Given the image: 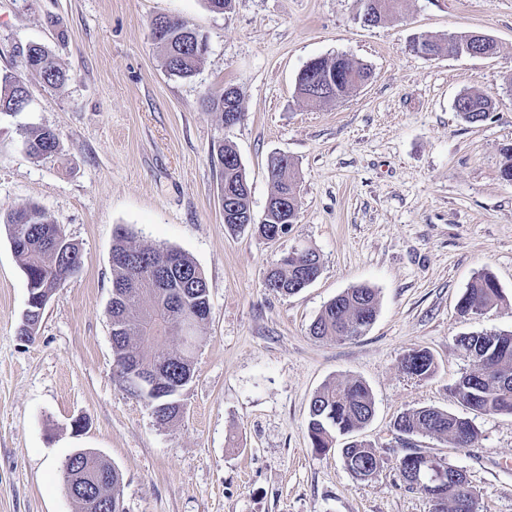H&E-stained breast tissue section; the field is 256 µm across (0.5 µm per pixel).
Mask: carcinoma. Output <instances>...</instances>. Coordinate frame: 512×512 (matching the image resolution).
<instances>
[{"instance_id":"carcinoma-1","label":"carcinoma","mask_w":512,"mask_h":512,"mask_svg":"<svg viewBox=\"0 0 512 512\" xmlns=\"http://www.w3.org/2000/svg\"><path fill=\"white\" fill-rule=\"evenodd\" d=\"M163 25L162 38L157 45L164 52L165 66L174 76L187 78L194 75L203 58L197 49L187 45L192 29L165 16L157 17ZM467 43V36L450 34L443 41L421 38L414 41L416 53L436 56L442 52L457 53L459 46ZM25 69L38 74L51 87H60L70 79L68 69L60 65L40 43L26 48ZM319 74L333 76L331 101H339L354 89L365 85L371 78V69L345 56L332 59L316 58L312 66L297 77V93L301 97L320 100L322 96L312 91L314 78ZM25 83L17 76H0V114H16L28 108L24 98ZM462 118L477 125L487 118L491 102L479 93L464 94ZM25 145L29 154L51 156L58 150V136L49 128H33L26 133ZM217 161L224 187V210L227 227L244 229L252 227L263 238L279 226L288 233L295 223L299 207L296 185V164L287 156L273 155L268 169L273 182L272 196L288 197V226L282 227V216L277 213L265 217V222H255L251 209V192L238 154L230 143L217 148ZM0 224L7 227L14 253L20 260L27 283L34 288L57 291L82 264L81 251L67 239L62 229L51 222L37 205L12 211L0 216ZM23 226L28 241L16 243L15 232ZM129 229L117 227L112 242V298L107 314L116 330L111 332L112 351L117 367L126 363L149 366L163 362L165 370L160 375L162 386L145 387L138 394L157 420L164 424L176 422L180 414L172 407L179 400L182 390L193 377L195 349L200 341L210 311L208 288L196 262L185 252L137 246L132 243ZM139 260L145 266L163 274L168 279L172 295L160 297L151 279L131 261ZM321 263L317 252L311 248H294L271 264L267 270L265 287L282 294L293 295L311 285L320 275ZM501 298V290L487 272L477 274L468 284L458 302V312L473 319L493 307ZM199 313L191 335L183 330L181 314ZM378 311L375 289L366 284L348 288L332 299L312 322L310 335L316 339L341 340L362 335L374 322ZM172 336L179 340L180 348L174 352H158L153 344L160 337ZM458 344L467 353L473 370L463 374L452 386L457 401L478 413L512 415V332L467 333L458 338ZM406 372L425 378L434 368L431 353L424 348L409 350L402 358ZM374 400L366 385L349 379L336 384H326L318 390L309 405L308 436L312 448L321 453L332 447L336 436H350L362 429L374 415ZM396 431L407 435H434L448 439L456 448H470L478 442L479 433L472 420L436 408L411 409L397 416ZM346 470L359 480H368L380 468V459L373 446L354 439L342 449ZM443 469L444 480L423 494L432 502L434 512H479V499L470 485L466 472L442 459L421 451L404 454L398 469L407 485H412L410 474L427 472L432 465ZM65 487L76 491L74 500L79 512H92L84 505L81 489L94 488L99 495L112 493V512H124L120 498L122 477L109 465L87 461L72 471H63Z\"/></svg>"}]
</instances>
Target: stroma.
<instances>
[{
	"label": "stroma",
	"instance_id": "35a3bbf8",
	"mask_svg": "<svg viewBox=\"0 0 512 512\" xmlns=\"http://www.w3.org/2000/svg\"><path fill=\"white\" fill-rule=\"evenodd\" d=\"M362 13L360 0H232L221 13L204 0H0V74L21 75L30 97L27 111L0 115V213L37 204L82 252L35 336L22 337L27 282L0 224V512H78L61 469L80 444L119 471L125 512H432L399 473L407 448L463 468L480 512H512V416L470 414L471 448L394 429L411 409L466 413L450 392L470 368L457 337L512 331V182L500 177L512 144V0H403L374 26ZM159 15L207 37L193 77L165 69L150 33ZM469 32L494 39L497 54L412 50L417 37ZM32 43L71 80L51 88L25 70ZM338 55L368 65L372 79L338 102L301 99L300 70ZM228 86L244 112L230 128L205 104ZM473 92L492 101L478 125L454 109ZM32 127L56 131L57 154L29 155ZM225 141L258 217L273 190L268 156L295 161L300 206L288 236L225 225L211 159ZM119 225L137 244L189 254L209 290L172 425L116 372L107 308ZM301 244L318 252L319 277L291 296L269 291L270 265ZM483 271L502 297L464 319L458 301ZM359 284L378 293L370 328L314 339L324 306ZM414 347L432 354L429 377L402 370ZM350 378L375 401L358 433L381 457L368 481L338 448L315 452L307 432L316 391Z\"/></svg>",
	"mask_w": 512,
	"mask_h": 512
}]
</instances>
